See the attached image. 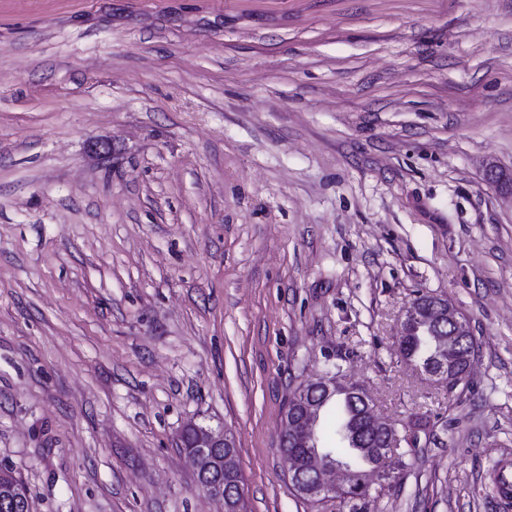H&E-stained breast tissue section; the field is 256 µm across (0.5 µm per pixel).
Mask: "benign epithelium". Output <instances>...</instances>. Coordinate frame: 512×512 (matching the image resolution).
<instances>
[{
	"label": "benign epithelium",
	"instance_id": "obj_1",
	"mask_svg": "<svg viewBox=\"0 0 512 512\" xmlns=\"http://www.w3.org/2000/svg\"><path fill=\"white\" fill-rule=\"evenodd\" d=\"M486 180L512 194V176L498 168L490 167L485 172ZM439 317L448 322L452 334L448 338V363L440 365L428 373L433 380L452 385L465 382L470 368V359L459 349V341L472 338L466 317L448 299L440 298ZM422 321L414 307L405 310L401 321V335L406 336L420 330ZM336 390V380L322 375L303 384L302 389L294 393L288 403V414L285 415L286 429L281 436V443L286 446L311 448L310 461L315 475L307 479L304 467L288 470V474L297 494L312 499H326L338 492L363 493L373 486L392 488L398 478L389 468L372 470L357 477L353 471L325 457L317 448L316 425L319 415V402L314 394L325 396ZM181 447L192 460L197 472L214 471L221 473L234 469L235 458L232 454H224V449L234 447L233 438L222 428L201 426L195 422L188 423L180 437Z\"/></svg>",
	"mask_w": 512,
	"mask_h": 512
}]
</instances>
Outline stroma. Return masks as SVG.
Wrapping results in <instances>:
<instances>
[{
	"label": "stroma",
	"mask_w": 512,
	"mask_h": 512,
	"mask_svg": "<svg viewBox=\"0 0 512 512\" xmlns=\"http://www.w3.org/2000/svg\"><path fill=\"white\" fill-rule=\"evenodd\" d=\"M512 0H0V468L32 512H224L177 446L229 429L247 512L299 498L294 391L344 360L406 433L363 512H502L512 462ZM469 320L456 390L398 349Z\"/></svg>",
	"instance_id": "obj_1"
}]
</instances>
